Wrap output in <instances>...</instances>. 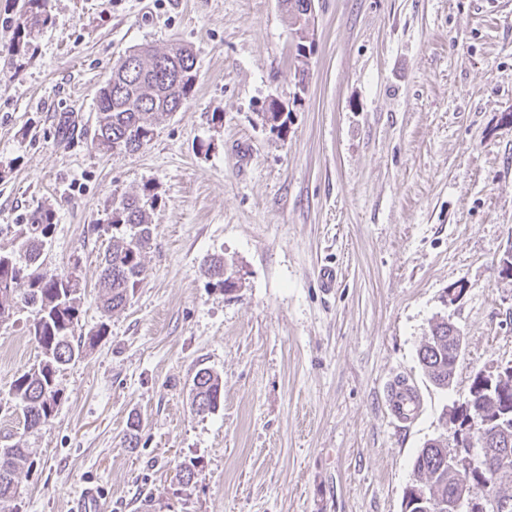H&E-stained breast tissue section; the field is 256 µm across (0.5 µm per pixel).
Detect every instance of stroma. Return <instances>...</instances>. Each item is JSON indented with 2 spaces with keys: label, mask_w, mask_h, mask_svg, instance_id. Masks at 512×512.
<instances>
[{
  "label": "stroma",
  "mask_w": 512,
  "mask_h": 512,
  "mask_svg": "<svg viewBox=\"0 0 512 512\" xmlns=\"http://www.w3.org/2000/svg\"><path fill=\"white\" fill-rule=\"evenodd\" d=\"M47 11L15 55L21 0H0V249L53 208L46 264L79 270L78 333L108 334L59 373L63 400L40 430L0 411V446L34 461L0 512H72L87 487L102 512H402L417 453L453 435L448 409L478 370L512 362V0H315L301 76L281 0ZM175 40L196 55L193 96L139 151L99 153L96 92L112 67ZM273 101L288 112L280 132L263 118ZM146 184L148 277L105 321V218ZM217 256L236 288L206 274ZM31 318L20 307L0 322L2 400L40 358ZM444 318L465 350L441 389L419 349ZM201 368L224 400L198 415ZM396 380L420 400L404 426L387 402Z\"/></svg>",
  "instance_id": "35a3bbf8"
}]
</instances>
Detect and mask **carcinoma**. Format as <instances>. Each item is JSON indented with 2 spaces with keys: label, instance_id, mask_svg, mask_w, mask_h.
<instances>
[{
  "label": "carcinoma",
  "instance_id": "1",
  "mask_svg": "<svg viewBox=\"0 0 512 512\" xmlns=\"http://www.w3.org/2000/svg\"><path fill=\"white\" fill-rule=\"evenodd\" d=\"M297 39V56L308 36L307 0H281ZM50 22L46 0H26L22 21L17 25L13 52L30 47V38ZM198 82L196 56L192 49L173 43L164 50L151 46L133 49L112 67L97 93V120L92 145L103 153H133L155 136L164 117L179 111L192 96ZM154 194L151 187L112 199L107 214L112 229L111 244L100 258L98 308L102 316L125 308L146 280L144 254L151 248L155 225L152 222ZM54 223V211L38 207L27 223L17 225L14 246L0 251V321L13 315L18 306L28 308L32 319L28 333L40 349L41 358L16 378L9 389V403L24 418V427L35 430L48 423L62 399L57 376L63 368L80 359L86 349L98 345L107 335V323L75 340L82 303L80 277L69 271L45 267L44 247ZM208 274L224 288L235 285L226 273L224 260L213 258ZM448 323L437 324L420 349V361L430 379L440 387L451 383L459 361L456 343L448 340ZM487 381L476 372L468 394L461 401V422L470 423L471 434L479 436V423L512 410V373L493 383L487 396ZM193 410L211 413L224 398L222 378L207 368L197 370L192 379ZM448 444L435 441L422 448L414 460V470L423 476L404 494L403 512H448V502L460 486L449 473ZM32 466L27 448H0V502L15 498L16 477ZM504 470L486 466L472 485L488 504L487 512H512V484L502 481ZM427 488L425 502L414 500L415 488Z\"/></svg>",
  "mask_w": 512,
  "mask_h": 512
}]
</instances>
